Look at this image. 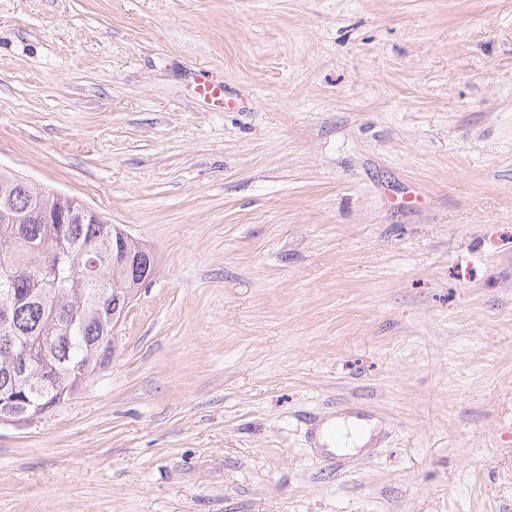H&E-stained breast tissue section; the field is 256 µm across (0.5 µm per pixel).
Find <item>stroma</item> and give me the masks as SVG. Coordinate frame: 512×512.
Segmentation results:
<instances>
[{"label": "stroma", "mask_w": 512, "mask_h": 512, "mask_svg": "<svg viewBox=\"0 0 512 512\" xmlns=\"http://www.w3.org/2000/svg\"><path fill=\"white\" fill-rule=\"evenodd\" d=\"M0 166L155 258L0 512H512V0H0ZM210 70H200L199 79L194 86L196 97L204 103L218 109H232L237 103L233 98L227 96L224 90V81L216 80L209 74Z\"/></svg>", "instance_id": "35a3bbf8"}]
</instances>
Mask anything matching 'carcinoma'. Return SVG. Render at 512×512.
<instances>
[{"label": "carcinoma", "mask_w": 512, "mask_h": 512, "mask_svg": "<svg viewBox=\"0 0 512 512\" xmlns=\"http://www.w3.org/2000/svg\"><path fill=\"white\" fill-rule=\"evenodd\" d=\"M68 207L35 185H12L0 204V296L12 298L0 329V412L38 419L76 395L112 358L108 313L153 271L154 257L100 214L46 224V205Z\"/></svg>", "instance_id": "cac0c4a2"}]
</instances>
